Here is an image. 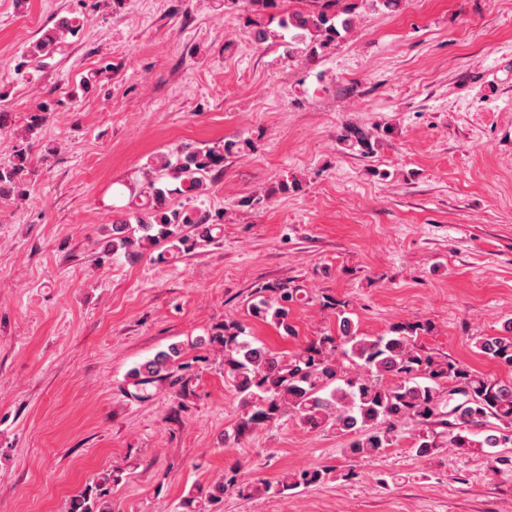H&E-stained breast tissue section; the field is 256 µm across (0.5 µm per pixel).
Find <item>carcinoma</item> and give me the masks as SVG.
<instances>
[{"mask_svg":"<svg viewBox=\"0 0 512 512\" xmlns=\"http://www.w3.org/2000/svg\"><path fill=\"white\" fill-rule=\"evenodd\" d=\"M311 2L319 8L283 15L280 25L295 30V41L308 40L312 48H322L347 29L346 15L352 5L342 0ZM78 27L75 20L60 18L33 43L31 57L52 56L65 35ZM234 146L228 142L220 151L179 149L173 160L159 157L140 185L141 205L113 222L112 250L138 256L164 242L167 251L186 254L214 242L219 222L195 201L205 188V175L220 166ZM28 165L29 154L20 149L11 165L0 167L1 199L24 186ZM168 178L179 186L170 189ZM174 192L186 196L190 205L170 206L169 195ZM299 297L300 289L286 283L264 285L254 293L251 315L291 334L289 311ZM348 313L345 308L336 313V332L327 331L292 354L271 351L250 338L246 327L235 320L211 330L208 341L223 352L224 376L232 382L242 408L235 438L295 417L310 430L329 426L355 435L345 449L353 459L379 456L405 425L415 427L413 449L420 457L432 454L441 439L459 450L512 444V380L491 379L449 355L425 351L417 343L421 324L397 323L383 335L367 336ZM475 346L482 355L512 368V321L503 325L499 335L478 337ZM183 357L182 344L168 345L130 370L131 385L138 393L146 392L166 379L172 368L183 366ZM434 425L444 430L438 432ZM326 473L319 467L287 472L264 481L262 491L281 497L320 483ZM252 489L232 468L203 496L209 503H218L231 490L249 497ZM69 512H110V508L105 493L95 488L73 499Z\"/></svg>","mask_w":512,"mask_h":512,"instance_id":"cac0c4a2","label":"carcinoma"}]
</instances>
